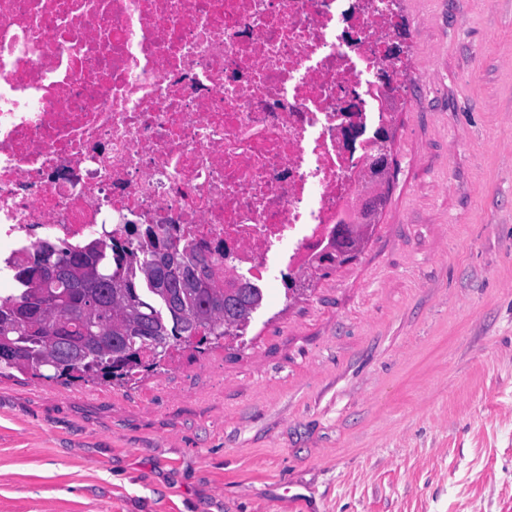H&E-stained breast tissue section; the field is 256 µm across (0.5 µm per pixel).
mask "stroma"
<instances>
[{
	"mask_svg": "<svg viewBox=\"0 0 512 512\" xmlns=\"http://www.w3.org/2000/svg\"><path fill=\"white\" fill-rule=\"evenodd\" d=\"M363 253L123 386L0 379V512H512V0H401Z\"/></svg>",
	"mask_w": 512,
	"mask_h": 512,
	"instance_id": "obj_1",
	"label": "stroma"
}]
</instances>
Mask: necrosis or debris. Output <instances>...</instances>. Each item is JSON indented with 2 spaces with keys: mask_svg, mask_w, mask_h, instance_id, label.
Returning a JSON list of instances; mask_svg holds the SVG:
<instances>
[{
  "mask_svg": "<svg viewBox=\"0 0 512 512\" xmlns=\"http://www.w3.org/2000/svg\"><path fill=\"white\" fill-rule=\"evenodd\" d=\"M400 0H0V241L128 219L217 275L303 273L408 80Z\"/></svg>",
  "mask_w": 512,
  "mask_h": 512,
  "instance_id": "necrosis-or-debris-1",
  "label": "necrosis or debris"
}]
</instances>
